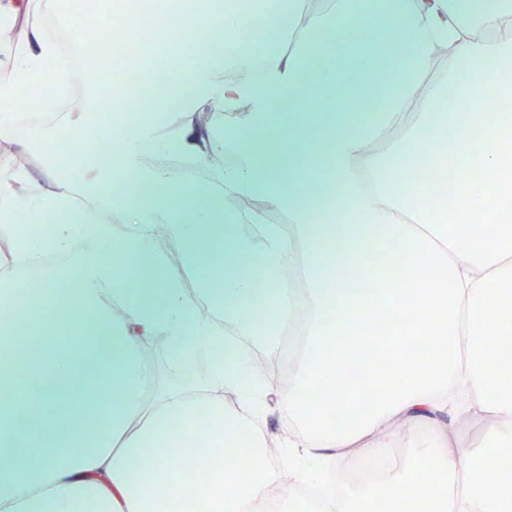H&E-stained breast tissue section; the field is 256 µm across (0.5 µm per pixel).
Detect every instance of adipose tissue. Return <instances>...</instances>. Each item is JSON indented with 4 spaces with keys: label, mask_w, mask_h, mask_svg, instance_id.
Listing matches in <instances>:
<instances>
[{
    "label": "adipose tissue",
    "mask_w": 512,
    "mask_h": 512,
    "mask_svg": "<svg viewBox=\"0 0 512 512\" xmlns=\"http://www.w3.org/2000/svg\"><path fill=\"white\" fill-rule=\"evenodd\" d=\"M66 0H0V46L12 50L14 80L0 85V138L12 135L23 93L49 109L59 45L44 31ZM26 18L17 30L18 18ZM372 26L375 48L355 38ZM182 39L155 66L162 96L136 125L97 120V95L24 139L29 171L0 166V224L57 217L54 231L21 240L0 272V512H256L286 483L318 481L330 461L380 455L379 438L404 425L422 430L405 470L385 469L374 488L345 492L317 512H491L512 490L468 487L472 458L449 441L462 419L490 425L486 451H512V120L486 129L480 168L442 151L462 128L458 105L482 121V96L512 93V0H267L261 38L245 17L221 16L193 0L178 21ZM217 29L228 46L248 44L224 74L218 48L185 50ZM443 78L427 85L434 70ZM397 85L379 124L364 120L365 81ZM293 119L288 147L266 139L282 113ZM93 124L96 144L78 150L91 179L87 208L74 205V172L49 148L64 125ZM236 130L218 140L217 127ZM119 153H112L113 140ZM148 153L188 158L211 184L145 165ZM460 173L453 207L423 197L448 171ZM329 181L324 198L321 181ZM256 201L225 223L227 199ZM287 216L269 224L265 211ZM168 228L184 257L173 267L156 238ZM57 263H48V256ZM37 286L38 307L24 287ZM263 302L266 315L255 318ZM210 306L220 321L198 316ZM419 336L403 356L364 349L370 324ZM495 342H488L487 334ZM79 336L80 347L49 344L28 377L5 371L25 342ZM168 339L169 360H209L203 381L159 389L142 348ZM293 340L298 374L276 387L253 359L277 364ZM108 412L92 418L100 403ZM288 424L271 465L268 416ZM204 429L211 448H233L231 465L201 483L186 438Z\"/></svg>",
    "instance_id": "obj_1"
}]
</instances>
